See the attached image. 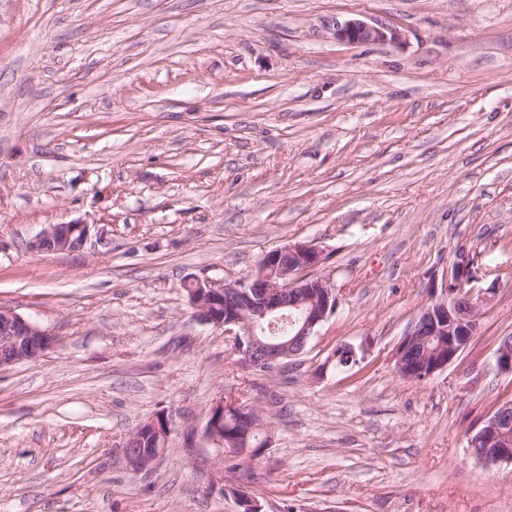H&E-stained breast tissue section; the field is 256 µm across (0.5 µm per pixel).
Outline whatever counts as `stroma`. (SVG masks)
<instances>
[{"label": "stroma", "mask_w": 512, "mask_h": 512, "mask_svg": "<svg viewBox=\"0 0 512 512\" xmlns=\"http://www.w3.org/2000/svg\"><path fill=\"white\" fill-rule=\"evenodd\" d=\"M360 19L401 32L349 44ZM83 248L33 254L47 225ZM316 244L337 307L287 369L235 363L184 282ZM480 331L423 381L397 346L458 254ZM512 0H0V309L51 330L0 370V512H512L469 442L512 372ZM350 344L356 364L327 357ZM221 395L270 443L205 436ZM175 430L149 471L123 454ZM90 232V224L82 222L50 224L33 237L27 246L29 251L37 254L71 251L75 246L80 249L89 238ZM76 235L78 238L74 241ZM174 424L175 420L172 414L161 413L141 425L124 443V453L128 462L137 470H151L168 447L170 437L174 431ZM143 431L153 435L158 448H152V438H146L144 434L143 446L151 449L147 451L138 447L142 440L141 433Z\"/></svg>", "instance_id": "35a3bbf8"}]
</instances>
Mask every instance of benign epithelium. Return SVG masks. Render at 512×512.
Here are the masks:
<instances>
[{"label": "benign epithelium", "instance_id": "obj_1", "mask_svg": "<svg viewBox=\"0 0 512 512\" xmlns=\"http://www.w3.org/2000/svg\"><path fill=\"white\" fill-rule=\"evenodd\" d=\"M336 36L349 44L401 39L395 29L377 28L358 19L341 24ZM90 232L91 225L82 222L49 224L28 242V249L37 254L70 251L82 247ZM321 259L322 251L316 245L298 242L269 251L254 271L239 280L226 283L191 277L184 288L195 318L224 329L225 341L241 367L251 369L263 362L278 370L299 355L292 344L277 338L282 332L280 325L295 326V335L308 339L336 309V292L330 281L306 276ZM457 270L458 279L442 278L440 293L423 308L417 326L410 327L395 352L401 367L403 355L417 337L427 331L447 337L441 358L418 371L423 379L457 360L479 330L478 311L486 297L479 294L477 300H469L467 309H460L456 305L460 285L473 278L470 261L460 260ZM56 342L50 330L10 310H0V369L34 360ZM228 412L244 414L242 421L248 433L266 425L257 407H245L221 396L210 406L205 426L206 436L220 447L224 446V414ZM174 424L173 416L161 413L141 425L124 443L128 462L137 470L152 469L168 447ZM144 431L153 436L158 447L148 451L139 447ZM479 437L492 449L490 464H512L511 402L501 404L496 415L484 422Z\"/></svg>", "mask_w": 512, "mask_h": 512}]
</instances>
